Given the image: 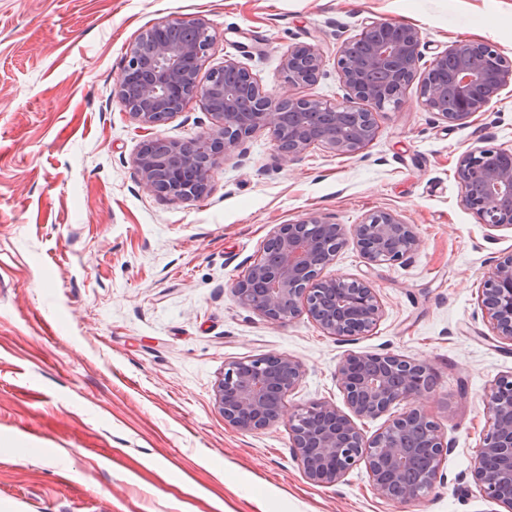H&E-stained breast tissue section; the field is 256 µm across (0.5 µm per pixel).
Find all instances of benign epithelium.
Wrapping results in <instances>:
<instances>
[{"mask_svg":"<svg viewBox=\"0 0 512 512\" xmlns=\"http://www.w3.org/2000/svg\"><path fill=\"white\" fill-rule=\"evenodd\" d=\"M155 30L171 37L158 39L153 31L140 35L114 97L149 131L194 100L215 119L214 127L193 141L150 136L135 157L144 186L178 201L204 197L212 171L260 130L269 131L277 151L290 158L315 146L354 156L377 133L364 104L398 108L416 79L424 105L452 126L468 124L512 85V66L483 42H457L420 70L419 30L383 20L371 22L341 47L342 102L312 95L275 98L234 59L199 77L200 63L214 44L206 20H165ZM321 66L322 53L311 44L289 48L281 60L286 82L297 87L313 85ZM456 176L463 204L479 223L512 228L511 149L473 146L459 159ZM350 240L371 263L402 262L421 245L414 225L396 211H378L351 226L310 214L279 225L232 292L238 303L273 323L305 314L329 336L365 335L382 315L376 290L327 272ZM479 299L494 337L512 345V256L487 270ZM274 359L270 369L264 356L225 365L215 386L224 422L250 433L288 420L294 454L306 478L317 484H336L362 464L382 499H416L434 488L453 444L421 405L434 386L429 366L393 353L351 352L336 366L344 407L316 400L288 413L287 397L302 381L303 365L286 354ZM394 405L404 411L374 435L357 426L356 420L378 418ZM484 407L471 480L484 501L512 512V374L494 381Z\"/></svg>","mask_w":512,"mask_h":512,"instance_id":"1","label":"benign epithelium"}]
</instances>
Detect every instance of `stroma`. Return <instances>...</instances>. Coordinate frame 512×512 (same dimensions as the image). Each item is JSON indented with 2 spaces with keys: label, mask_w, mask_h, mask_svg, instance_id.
Listing matches in <instances>:
<instances>
[{
  "label": "stroma",
  "mask_w": 512,
  "mask_h": 512,
  "mask_svg": "<svg viewBox=\"0 0 512 512\" xmlns=\"http://www.w3.org/2000/svg\"><path fill=\"white\" fill-rule=\"evenodd\" d=\"M174 18L211 23L207 67L234 59L277 96L295 92L283 54L312 44L323 65L309 94L341 101L340 47L377 20L416 27L426 64L464 40L512 60V0H0V512H488L465 474L512 347L478 296L512 256V228L479 223L456 168L472 145L512 149V86L462 127L411 86L352 157L314 147L288 159L258 131L205 197L175 201L142 184L133 159L148 134L113 95L131 45ZM211 126L193 102L153 133L189 140ZM381 210L415 225L420 250L375 264L350 242L330 268L376 289L372 332L339 341L234 297L278 225ZM350 352L432 369L423 405L453 449L427 495L379 498L361 465L312 483L287 423L242 433L215 406L226 363L269 354L304 367L288 409L342 403L336 366Z\"/></svg>",
  "instance_id": "stroma-1"
}]
</instances>
